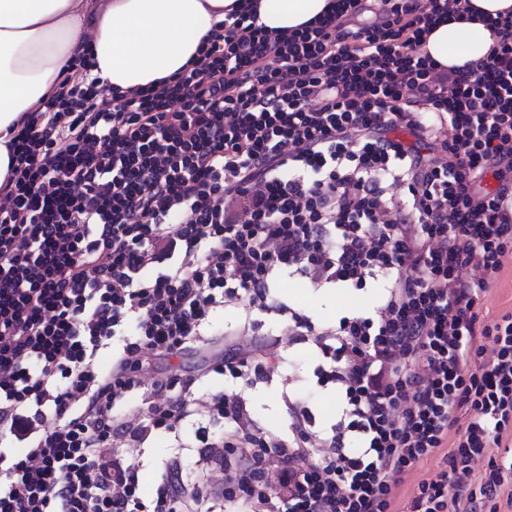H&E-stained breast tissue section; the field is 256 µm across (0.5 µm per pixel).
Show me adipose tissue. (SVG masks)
<instances>
[{
  "instance_id": "ef3b65f1",
  "label": "adipose tissue",
  "mask_w": 512,
  "mask_h": 512,
  "mask_svg": "<svg viewBox=\"0 0 512 512\" xmlns=\"http://www.w3.org/2000/svg\"><path fill=\"white\" fill-rule=\"evenodd\" d=\"M259 22L292 29L330 0H257ZM238 0H0V187L8 177L9 129L52 87L64 62L92 38L95 75L126 91L170 76L196 54ZM472 19L438 25L424 46L448 68L485 59L498 35L487 19L512 0H469Z\"/></svg>"
}]
</instances>
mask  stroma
Wrapping results in <instances>:
<instances>
[{"mask_svg": "<svg viewBox=\"0 0 512 512\" xmlns=\"http://www.w3.org/2000/svg\"><path fill=\"white\" fill-rule=\"evenodd\" d=\"M274 298L290 306L312 322L314 329L334 326L347 314L372 310L378 291L374 288H315L299 279H283L273 290ZM512 312V258L506 259L496 275L489 280L483 299V314L494 319ZM243 315L242 306L228 307L210 319L213 335L210 352L193 350L179 357L154 358L140 371L143 388L130 394L117 413L141 419L147 413L148 386L158 377L193 375L197 381L193 392L199 408H206L212 393L221 391L245 398L248 421L258 433L271 439H288L293 415L305 416L310 431L329 432L336 420L337 398L333 384L326 379L332 363L316 347L312 335H289L285 318L275 314L255 317L254 336L275 339L278 368L270 376L252 378L251 382L228 375L207 373L213 357L223 355L225 335L238 332ZM194 420L184 422L179 432L153 431L145 442L126 438L114 439L113 450L140 467L141 498L151 503L155 496L159 470L170 460H178L185 483L195 486L199 493H212L223 485V466L203 464L194 439Z\"/></svg>", "mask_w": 512, "mask_h": 512, "instance_id": "1", "label": "stroma"}]
</instances>
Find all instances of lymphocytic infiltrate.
<instances>
[{
    "instance_id": "1",
    "label": "lymphocytic infiltrate",
    "mask_w": 512,
    "mask_h": 512,
    "mask_svg": "<svg viewBox=\"0 0 512 512\" xmlns=\"http://www.w3.org/2000/svg\"><path fill=\"white\" fill-rule=\"evenodd\" d=\"M468 2L382 0L358 26L365 0H334L282 32L249 2L183 70L109 96L92 46L67 60L12 138L0 190V438L31 444L0 454V512H142L114 436L174 431L194 410L192 380L165 379L146 421L114 416L139 362L198 346L216 309L280 311L285 275L380 297L315 339L340 398L330 436L265 439L240 400L211 396L224 442L204 423L195 437L238 512H395L444 447L405 512L499 497L512 512L511 449L472 488L474 462L512 435V313L482 315L512 257V13L491 19L499 40L477 64L422 51ZM449 451V448H441L437 453L418 466L412 478H410V480L400 488V500L402 502V507L411 498L415 484L418 480L422 478H429L440 470L443 465V457Z\"/></svg>"
}]
</instances>
